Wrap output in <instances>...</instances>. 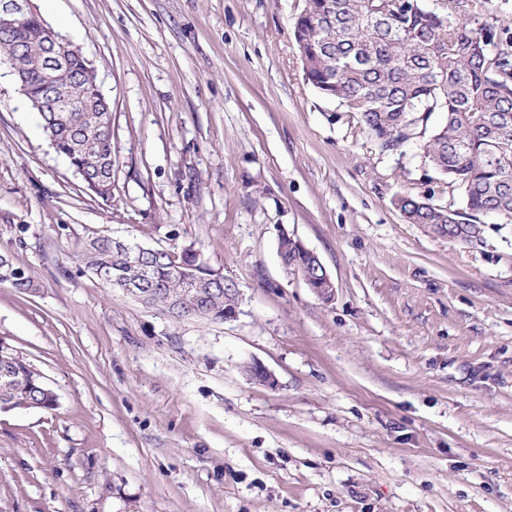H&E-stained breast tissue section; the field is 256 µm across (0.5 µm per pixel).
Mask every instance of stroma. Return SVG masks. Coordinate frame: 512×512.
Returning <instances> with one entry per match:
<instances>
[{
	"label": "stroma",
	"mask_w": 512,
	"mask_h": 512,
	"mask_svg": "<svg viewBox=\"0 0 512 512\" xmlns=\"http://www.w3.org/2000/svg\"><path fill=\"white\" fill-rule=\"evenodd\" d=\"M34 3L111 106L112 195L1 68L0 255L36 289L0 282V345L58 407L0 409V512H512V224L466 245L402 220L396 195L462 193L305 80L304 0ZM98 235L198 250L236 317L106 287L75 263Z\"/></svg>",
	"instance_id": "1"
}]
</instances>
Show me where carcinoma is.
<instances>
[{
  "label": "carcinoma",
  "instance_id": "carcinoma-1",
  "mask_svg": "<svg viewBox=\"0 0 512 512\" xmlns=\"http://www.w3.org/2000/svg\"><path fill=\"white\" fill-rule=\"evenodd\" d=\"M456 0L433 9L426 0H306L294 25V40L305 79L321 95L356 112L364 131L380 150L410 140L421 142L425 159L448 184L462 192L463 208L435 205L430 199L404 194L395 205L408 224L462 244L480 242L483 225L477 214H497L512 223V40L496 51L483 42L486 25L452 18ZM37 20L0 33V58H11L20 70L42 55ZM75 71L70 94L88 103L89 112L40 113L43 131L101 199L112 196V112L95 92L96 76L82 72L81 50H64ZM434 112L444 120L428 127ZM156 288L150 306L171 313L182 292V280L200 273V261L186 251L148 253ZM95 272L127 271L124 256L112 249V238L97 236L81 253ZM0 280L19 294L35 290L33 278L0 257ZM230 287L204 291L198 304L213 316L233 305ZM9 378L0 376V409L24 402L33 409L54 410L58 397L45 392L40 372L13 352Z\"/></svg>",
  "mask_w": 512,
  "mask_h": 512
}]
</instances>
